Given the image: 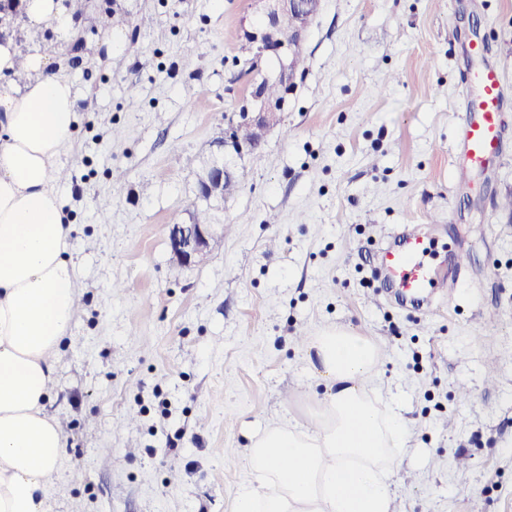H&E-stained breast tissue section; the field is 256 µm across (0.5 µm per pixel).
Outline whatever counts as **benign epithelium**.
<instances>
[{"label":"benign epithelium","instance_id":"benign-epithelium-1","mask_svg":"<svg viewBox=\"0 0 512 512\" xmlns=\"http://www.w3.org/2000/svg\"><path fill=\"white\" fill-rule=\"evenodd\" d=\"M322 0H249V8L258 16L255 24L243 28V38L250 45L255 61H276L272 71L251 73L246 94L239 111L227 118L224 137L215 142L218 155L209 161L206 175L198 177L197 198L212 207L224 202V178L237 174L236 166L253 156L265 142L268 131L276 126L285 111L288 93L302 79L298 59L304 52L307 30L319 14ZM276 82L282 88L278 98L267 96L263 83ZM239 123L249 124L255 133L252 142H243L234 135ZM213 224H196L189 220L172 224L169 244L176 261L191 265L207 254L213 238Z\"/></svg>","mask_w":512,"mask_h":512}]
</instances>
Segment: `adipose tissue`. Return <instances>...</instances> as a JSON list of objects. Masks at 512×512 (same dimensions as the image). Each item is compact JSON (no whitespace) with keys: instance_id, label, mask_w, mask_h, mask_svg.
<instances>
[{"instance_id":"1","label":"adipose tissue","mask_w":512,"mask_h":512,"mask_svg":"<svg viewBox=\"0 0 512 512\" xmlns=\"http://www.w3.org/2000/svg\"><path fill=\"white\" fill-rule=\"evenodd\" d=\"M31 26L70 34L63 0H22ZM19 51L0 43V512H45L48 484L65 446L45 411L54 367L76 308L73 226L54 187L63 148L75 141L71 82L50 56L26 57L30 78L10 71ZM325 385L311 426L258 434L250 448L254 481L235 512H392L395 449L407 441L400 409L379 406L366 385L378 353L336 327L310 344Z\"/></svg>"}]
</instances>
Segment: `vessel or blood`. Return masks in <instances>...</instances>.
Instances as JSON below:
<instances>
[{
	"label": "vessel or blood",
	"mask_w": 512,
	"mask_h": 512,
	"mask_svg": "<svg viewBox=\"0 0 512 512\" xmlns=\"http://www.w3.org/2000/svg\"><path fill=\"white\" fill-rule=\"evenodd\" d=\"M469 83L474 95L468 103L469 117L457 134L455 166L460 182L484 170L502 151L504 134L512 118L504 110L499 70L484 64L471 71ZM378 272L388 288V298L399 306L424 299L427 294L452 295L448 273L434 258V243L418 224L401 225L382 242L378 251Z\"/></svg>",
	"instance_id": "obj_1"
}]
</instances>
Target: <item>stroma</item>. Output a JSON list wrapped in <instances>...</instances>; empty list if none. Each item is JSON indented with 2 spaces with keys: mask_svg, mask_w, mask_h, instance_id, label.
I'll list each match as a JSON object with an SVG mask.
<instances>
[{
  "mask_svg": "<svg viewBox=\"0 0 512 512\" xmlns=\"http://www.w3.org/2000/svg\"><path fill=\"white\" fill-rule=\"evenodd\" d=\"M75 6L153 26L134 56L106 55L85 25L72 51L25 17L10 30L21 54L54 56L80 112L55 182L79 280L51 357L47 410L65 448L47 512H234L253 437L308 426L306 351L336 326L376 345L370 387L408 420L394 512H512V132L469 186L454 166L473 36L512 112V0H324L304 80L216 213L227 232L188 267L169 224L187 221L238 105L247 0ZM403 224L429 225L440 255L463 259L452 303L417 313L383 299L377 250Z\"/></svg>",
  "mask_w": 512,
  "mask_h": 512,
  "instance_id": "obj_1",
  "label": "stroma"
}]
</instances>
